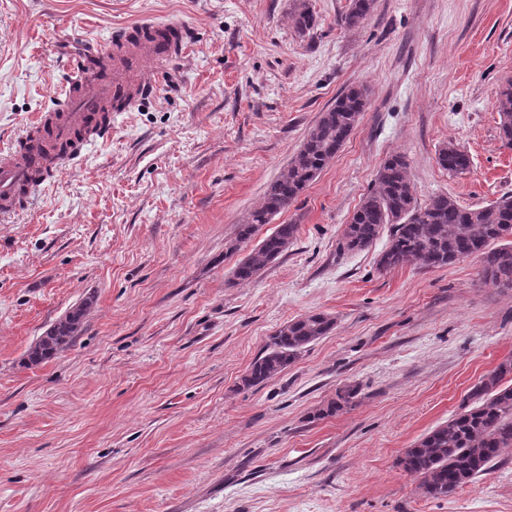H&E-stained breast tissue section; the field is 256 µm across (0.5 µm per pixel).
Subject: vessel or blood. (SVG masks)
Listing matches in <instances>:
<instances>
[{
    "label": "vessel or blood",
    "mask_w": 512,
    "mask_h": 512,
    "mask_svg": "<svg viewBox=\"0 0 512 512\" xmlns=\"http://www.w3.org/2000/svg\"><path fill=\"white\" fill-rule=\"evenodd\" d=\"M185 34L175 22H141L115 30L92 58L74 63L53 109L38 113L26 134L0 150V219L27 202L32 190L52 177L64 161L77 160L85 146L112 130L113 112L132 111L156 86L157 66L182 55L185 41L167 44L164 36ZM148 59L152 68L141 67Z\"/></svg>",
    "instance_id": "b4317fda"
}]
</instances>
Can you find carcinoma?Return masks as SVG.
Returning <instances> with one entry per match:
<instances>
[{"label": "carcinoma", "instance_id": "1", "mask_svg": "<svg viewBox=\"0 0 512 512\" xmlns=\"http://www.w3.org/2000/svg\"><path fill=\"white\" fill-rule=\"evenodd\" d=\"M375 0H350L341 16V25L354 29L370 16ZM293 23L304 36L315 27V16L306 0H299L293 11ZM369 90L364 85L348 88L339 95L309 131L288 166L271 181L261 205L250 212L240 225L226 253L234 254L249 242L259 226L288 208L335 158L355 129L368 104ZM500 139L512 150V80L499 91ZM437 162L450 174L470 169V158L450 142L438 153ZM392 226L391 238L381 253L383 269L415 261L427 268L452 265L469 257L481 262L485 282L512 288V195H504L480 208L459 205L446 194L429 203H416L401 155L388 157L379 167L375 186L357 205L344 229V248L361 251L379 238L385 225ZM297 231L295 224H279L233 268L237 283L252 281L270 262L288 248ZM92 302L84 300L60 317L29 347L26 363L39 365L61 353L80 332ZM333 318L324 313L309 314L283 325L266 345L264 355L256 359L243 379L244 385L266 382L291 365L310 344L328 335ZM512 376V359L501 362L482 376L471 389L461 411L427 433L406 449L398 465L419 480L418 489L430 498H443L464 485L490 473L493 462L512 448V385L504 384ZM357 390L345 389L312 418L333 415L349 406Z\"/></svg>", "mask_w": 512, "mask_h": 512}]
</instances>
